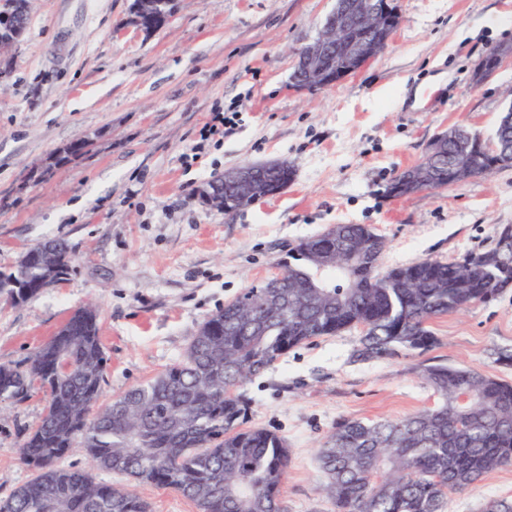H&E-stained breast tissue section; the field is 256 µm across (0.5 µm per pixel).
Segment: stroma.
Here are the masks:
<instances>
[{
	"mask_svg": "<svg viewBox=\"0 0 512 512\" xmlns=\"http://www.w3.org/2000/svg\"><path fill=\"white\" fill-rule=\"evenodd\" d=\"M131 0H37L11 75L0 83V271L34 244L68 241L69 273L25 303L0 297V363H20L79 308L100 310L108 357L101 403L181 360L199 324L245 288L280 273L300 240L368 224L382 263L444 261L488 248L512 225V169L404 198L387 183L453 125L491 138L512 100V60L483 82L474 70L512 44V0H396L385 49L335 87L291 84L294 49L335 0H173L148 34ZM235 113L201 140L214 109ZM84 151L55 164L59 150ZM288 161L282 192L229 213L200 194L225 170ZM425 352L357 361L359 330L295 348L245 387L250 423L283 436L288 512H335L318 451L343 419L399 418L434 406L422 362L465 366L512 383V289L434 319ZM32 383L0 400V500L31 479L19 454L44 413ZM512 500V466L449 493L445 512Z\"/></svg>",
	"mask_w": 512,
	"mask_h": 512,
	"instance_id": "1",
	"label": "stroma"
}]
</instances>
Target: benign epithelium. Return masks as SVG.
<instances>
[{
	"mask_svg": "<svg viewBox=\"0 0 512 512\" xmlns=\"http://www.w3.org/2000/svg\"><path fill=\"white\" fill-rule=\"evenodd\" d=\"M163 4L165 0H132L131 12L145 32H156L170 20ZM29 10L30 0H9L0 8V82L10 75L8 52L25 34ZM400 22L396 0H344L341 12L329 13L317 36L297 52L295 87L315 92L341 82L386 47ZM287 165L285 160H272L233 169L204 191V199L228 212L224 199L228 186L253 201L276 195L281 189L269 184L263 172Z\"/></svg>",
	"mask_w": 512,
	"mask_h": 512,
	"instance_id": "obj_1",
	"label": "benign epithelium"
}]
</instances>
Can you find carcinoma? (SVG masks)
<instances>
[{
  "label": "carcinoma",
  "instance_id": "cac0c4a2",
  "mask_svg": "<svg viewBox=\"0 0 512 512\" xmlns=\"http://www.w3.org/2000/svg\"><path fill=\"white\" fill-rule=\"evenodd\" d=\"M506 149L492 152L456 130L434 140V171L423 188L512 168ZM386 241L367 224H337L334 233L289 250L282 287L273 296L252 285L199 325L183 359L106 404L99 403L107 358L99 310H77L65 327L23 364L0 365V399L22 400L39 380L49 402L21 443L33 477L0 501V512H151L125 486L85 469L58 465L80 443L94 468L138 484L171 489L198 512H287L281 487L287 441L249 426L243 392L278 358L319 337L365 327L358 360L437 344L436 317L487 302L512 288V225L492 246L460 260L423 258L378 275ZM44 259L1 272L22 288H0L16 304L44 288ZM53 263L71 268L68 242L57 238ZM415 372L439 401L400 419L336 423L319 449L324 491L336 512H443L491 470L512 465V383L461 366L421 363Z\"/></svg>",
  "mask_w": 512,
  "mask_h": 512
}]
</instances>
